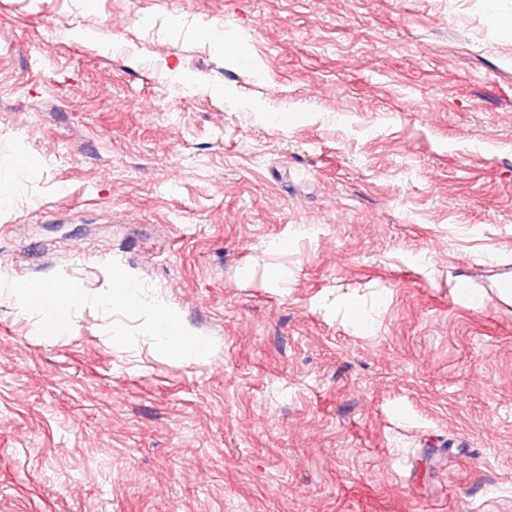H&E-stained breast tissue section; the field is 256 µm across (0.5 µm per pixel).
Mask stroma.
I'll use <instances>...</instances> for the list:
<instances>
[{"label":"stroma","mask_w":512,"mask_h":512,"mask_svg":"<svg viewBox=\"0 0 512 512\" xmlns=\"http://www.w3.org/2000/svg\"><path fill=\"white\" fill-rule=\"evenodd\" d=\"M1 182L0 512H512V0H0ZM140 286L136 280L128 277H120L117 284L113 286L110 299L112 304L132 305L139 303L142 306L143 302L139 299ZM47 290L48 289H39L33 292L28 289H23L19 291L21 304L26 308H37L49 313L64 311L68 304L70 294L67 293L61 297L56 291L55 299L46 300L44 296ZM150 328L159 348L184 356L206 358L209 346L191 342V333L180 321L177 312L170 307H155L149 311Z\"/></svg>","instance_id":"1"}]
</instances>
